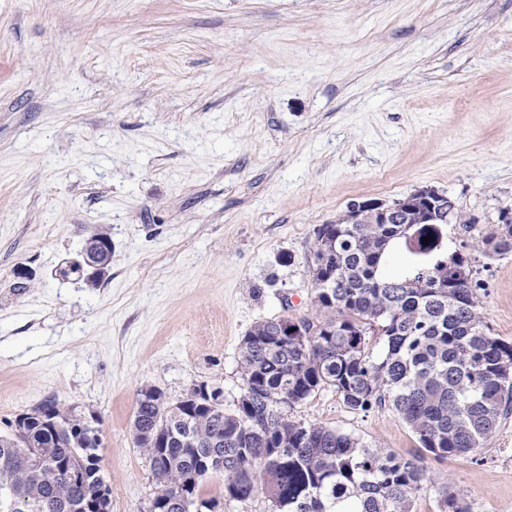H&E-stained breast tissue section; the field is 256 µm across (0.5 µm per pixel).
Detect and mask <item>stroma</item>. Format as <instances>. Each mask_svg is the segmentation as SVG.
Here are the masks:
<instances>
[{"label":"stroma","mask_w":512,"mask_h":512,"mask_svg":"<svg viewBox=\"0 0 512 512\" xmlns=\"http://www.w3.org/2000/svg\"><path fill=\"white\" fill-rule=\"evenodd\" d=\"M424 187L465 215L448 248L512 343V253L476 246L512 208V0H0V430L48 400L95 416L112 512H146L138 390L233 408L243 336L314 312L319 225ZM97 233L106 273L55 277ZM287 414L419 449L330 389ZM425 464L412 512L448 489L512 512V417Z\"/></svg>","instance_id":"stroma-1"}]
</instances>
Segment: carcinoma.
Wrapping results in <instances>:
<instances>
[{
	"instance_id": "cac0c4a2",
	"label": "carcinoma",
	"mask_w": 512,
	"mask_h": 512,
	"mask_svg": "<svg viewBox=\"0 0 512 512\" xmlns=\"http://www.w3.org/2000/svg\"><path fill=\"white\" fill-rule=\"evenodd\" d=\"M392 205L373 224L317 229L309 275L327 287L313 289L316 314L247 332L235 409L136 399L134 441L166 512H191L173 496L193 477L191 505L208 507L198 501L207 457L224 462L226 494L244 502L262 495L271 512H338L342 502L344 512H411L429 479L423 459L280 411L323 389L354 411L390 407L438 459L483 447L512 414V344L490 334L469 261L448 253L443 216L453 205ZM394 246L411 257L402 274L384 270ZM478 248L512 253V223L488 225ZM80 419L47 401L0 431V512H92L110 488L99 439Z\"/></svg>"
}]
</instances>
